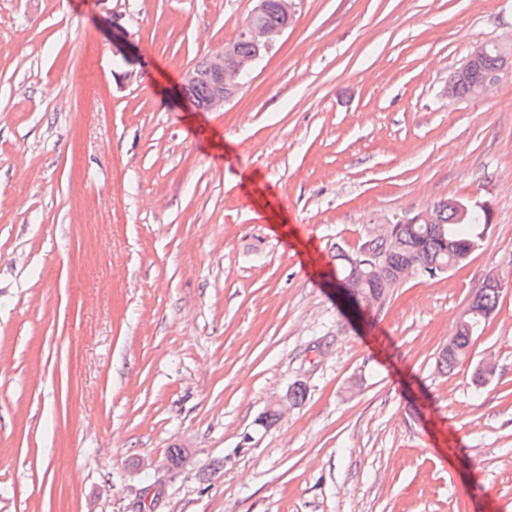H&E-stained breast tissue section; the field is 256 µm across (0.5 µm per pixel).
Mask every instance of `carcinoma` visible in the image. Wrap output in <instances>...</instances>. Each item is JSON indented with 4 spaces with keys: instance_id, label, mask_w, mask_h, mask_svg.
Here are the masks:
<instances>
[{
    "instance_id": "1",
    "label": "carcinoma",
    "mask_w": 512,
    "mask_h": 512,
    "mask_svg": "<svg viewBox=\"0 0 512 512\" xmlns=\"http://www.w3.org/2000/svg\"><path fill=\"white\" fill-rule=\"evenodd\" d=\"M260 23L270 28H288V13L282 0H264L263 10L249 19L246 25ZM236 55L247 58L257 52L249 39L238 30L228 42ZM196 79L183 86L186 95L198 106H204L212 92L208 75V58H201L194 66ZM428 212L429 224H382L373 227L365 241L354 251L336 247V281L347 301L355 305L377 297L386 301L395 289L417 276L434 279L448 273L456 264L466 263L485 237L489 216L477 208L460 222L455 219L448 201L441 200ZM381 259L387 263V272H376L373 264ZM503 288L500 284L482 288L471 301L473 313L469 326L460 328L439 351L437 367L446 374L453 373L470 357L474 336L482 323L496 311Z\"/></svg>"
}]
</instances>
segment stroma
Returning <instances> with one entry per match:
<instances>
[{
    "label": "stroma",
    "instance_id": "stroma-1",
    "mask_svg": "<svg viewBox=\"0 0 512 512\" xmlns=\"http://www.w3.org/2000/svg\"><path fill=\"white\" fill-rule=\"evenodd\" d=\"M254 5L0 0V512H512V72L445 93L512 0H302L196 109ZM451 198L493 211L468 264L343 311L337 247ZM256 61L258 58L231 59L228 52L224 54V51L211 54L209 56V73L213 81L212 90V83L208 75V57H203L193 68L196 73V79L193 82L189 83L194 79L193 70L189 69L184 73L183 84L186 85L183 86V89L199 107L207 103L205 111L221 110L224 108V103L228 102L244 84L240 80L242 74L252 71ZM230 92H232L231 95H229ZM471 301L473 313L469 308L460 317L456 329L463 324L469 323V327L459 328L455 336L445 344L439 351L437 367L445 374L453 373L460 365H463L470 357L474 336L478 335L482 323L496 311L503 288L495 280V286L486 284ZM468 317L466 321V317Z\"/></svg>",
    "mask_w": 512,
    "mask_h": 512
}]
</instances>
